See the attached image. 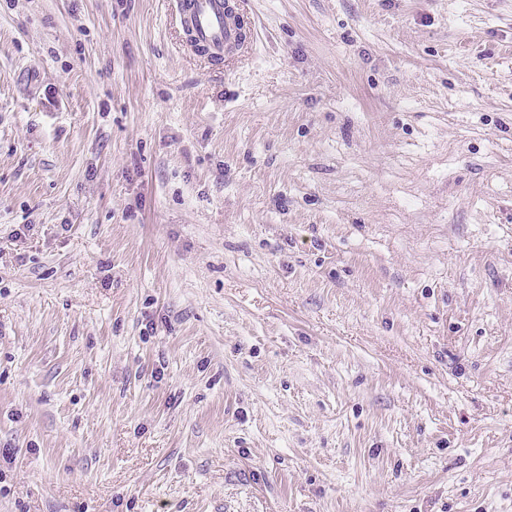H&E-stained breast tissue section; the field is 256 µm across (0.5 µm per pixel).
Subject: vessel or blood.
Here are the masks:
<instances>
[{
    "label": "vessel or blood",
    "instance_id": "vessel-or-blood-1",
    "mask_svg": "<svg viewBox=\"0 0 512 512\" xmlns=\"http://www.w3.org/2000/svg\"><path fill=\"white\" fill-rule=\"evenodd\" d=\"M177 11L180 23L190 26L195 44L207 48L212 56L240 46V30L227 0H178Z\"/></svg>",
    "mask_w": 512,
    "mask_h": 512
}]
</instances>
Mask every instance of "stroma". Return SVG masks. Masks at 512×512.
Returning a JSON list of instances; mask_svg holds the SVG:
<instances>
[{"mask_svg": "<svg viewBox=\"0 0 512 512\" xmlns=\"http://www.w3.org/2000/svg\"><path fill=\"white\" fill-rule=\"evenodd\" d=\"M0 0V512H512V0ZM178 18L184 28L190 25L194 43L210 51L209 56L221 57L225 52H232L240 45V30L233 20L227 0H179L177 1Z\"/></svg>", "mask_w": 512, "mask_h": 512, "instance_id": "1", "label": "stroma"}]
</instances>
